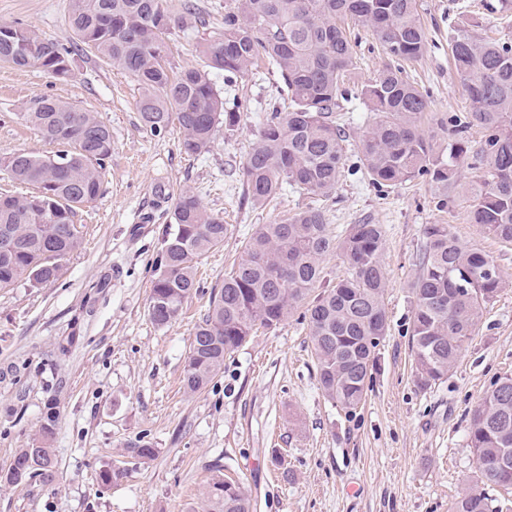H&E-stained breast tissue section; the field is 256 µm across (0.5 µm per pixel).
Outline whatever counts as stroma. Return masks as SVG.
Segmentation results:
<instances>
[{
	"label": "stroma",
	"instance_id": "obj_1",
	"mask_svg": "<svg viewBox=\"0 0 512 512\" xmlns=\"http://www.w3.org/2000/svg\"><path fill=\"white\" fill-rule=\"evenodd\" d=\"M206 27L173 30L169 65L203 67L201 39L224 31V0H196ZM70 0H0V23L35 29L71 48V75L0 63V153L56 152L25 121L34 99L51 96L94 112L112 132L100 196L79 209L82 244L48 285L21 281L0 288V512H188L200 505L214 472L239 480L252 512H451L477 468L468 446L471 410L493 383L512 374V244L483 234L469 219L459 191L439 203L436 187L418 179L378 187L353 171L371 113L362 101L340 112L350 167L329 198L285 191L270 206L240 201L242 166L270 105L281 103L276 74L266 64L228 82L210 78L235 112L233 132H219L210 151L191 156L171 125L159 136L141 125L138 84L76 45L67 24ZM428 34L424 55L405 63L410 81L429 95L426 130L455 119L470 150L482 132L469 122L470 101L448 50L452 29L474 19L478 33L512 43V9L499 0H418ZM356 77L373 79L391 58L366 27L350 28ZM188 189L223 217L221 247L197 265L200 287L170 326L149 315L154 260L173 203ZM324 211L336 238L351 225L379 224L387 287L388 330L363 405L349 412L323 395L309 331L298 315L227 356L224 371L202 392L187 394L184 370L196 326L213 289L258 224H277L300 209ZM428 224L447 225L463 244L489 255L507 288L488 304L472 340L447 378L429 388L415 378L410 322L411 282ZM54 414L50 482H4L18 449L31 445ZM156 450L143 462L131 450ZM121 469L101 483L102 467Z\"/></svg>",
	"mask_w": 512,
	"mask_h": 512
}]
</instances>
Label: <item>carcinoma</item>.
I'll use <instances>...</instances> for the list:
<instances>
[{
	"mask_svg": "<svg viewBox=\"0 0 512 512\" xmlns=\"http://www.w3.org/2000/svg\"><path fill=\"white\" fill-rule=\"evenodd\" d=\"M347 17L366 26L397 61L417 59L426 49L417 0H224V33L200 45L206 68L176 73L166 64L168 34L190 23L205 24L191 0H73L68 25L86 49L140 86L142 127L161 135L178 124L188 155L208 152L219 127L232 132L237 124L209 70L232 80L265 56L288 107L265 113L244 162V198L255 208L266 206L285 185L325 198L336 191L347 141L336 110L355 97L373 112L359 150L371 184L395 187L422 179L441 192V203L448 188H459L469 201L471 222L512 243V44L482 36L468 22L451 38L453 63L472 105L471 123L483 132L471 164L476 175L464 182L465 130L448 119L442 129L446 146H435L420 125L429 108L427 95L401 66H388L357 90L350 88L353 46L338 24ZM14 30L15 38L0 41V62L38 66L55 78L57 67L70 61L69 48L32 29ZM26 121L60 149L51 156L0 154V169L10 179L36 188L33 195H0V288L57 280L63 259L81 244L77 210L100 195L112 153L110 129L68 101L39 97ZM173 219L162 238L150 294L149 315L159 327L180 316L199 288L198 259L224 245L226 235L224 218L207 211L188 189L178 195ZM424 235L411 285L410 336L417 382L429 387L448 376L505 280L492 258L467 248L448 225L427 224ZM383 243L380 224H354L336 243L324 212L311 206L281 224L257 225L195 328L186 391L207 387L224 370V358L254 330L272 329L304 305L324 395L347 411L357 409L366 400L377 348L387 333ZM336 250L349 275L306 304L323 258ZM52 435L47 423L31 446L17 452L8 482L53 477ZM468 440L476 457V486L456 498L453 512H497L486 488L512 494L511 375L499 378L472 410ZM250 509L244 488L222 473L205 486L199 506L201 512Z\"/></svg>",
	"mask_w": 512,
	"mask_h": 512,
	"instance_id": "obj_1",
	"label": "carcinoma"
}]
</instances>
